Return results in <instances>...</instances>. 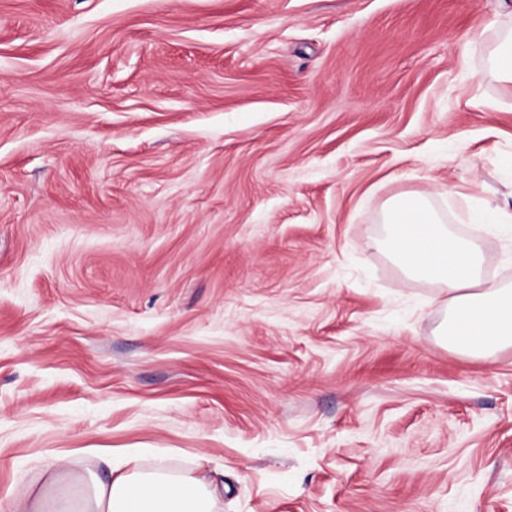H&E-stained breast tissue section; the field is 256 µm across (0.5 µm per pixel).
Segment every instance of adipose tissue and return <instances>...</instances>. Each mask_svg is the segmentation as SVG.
I'll use <instances>...</instances> for the list:
<instances>
[{
  "label": "adipose tissue",
  "mask_w": 512,
  "mask_h": 512,
  "mask_svg": "<svg viewBox=\"0 0 512 512\" xmlns=\"http://www.w3.org/2000/svg\"><path fill=\"white\" fill-rule=\"evenodd\" d=\"M383 245L411 279L439 284L447 293L448 310L440 325L443 345L470 356H489L512 347V285H488L482 277L479 240L463 238L442 224L426 197L403 195L386 210ZM141 449L99 452L110 479L82 477L83 491L65 496L59 483L63 470L50 466L44 482L11 512H218L222 488L203 479L181 478L158 468L128 472Z\"/></svg>",
  "instance_id": "ef3b65f1"
}]
</instances>
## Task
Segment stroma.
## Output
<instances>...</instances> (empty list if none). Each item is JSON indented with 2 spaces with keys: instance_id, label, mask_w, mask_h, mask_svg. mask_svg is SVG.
I'll return each mask as SVG.
<instances>
[{
  "instance_id": "stroma-1",
  "label": "stroma",
  "mask_w": 512,
  "mask_h": 512,
  "mask_svg": "<svg viewBox=\"0 0 512 512\" xmlns=\"http://www.w3.org/2000/svg\"><path fill=\"white\" fill-rule=\"evenodd\" d=\"M500 0H0V501L57 454L224 512H512V349L380 247L512 205ZM512 284V238L481 236Z\"/></svg>"
}]
</instances>
